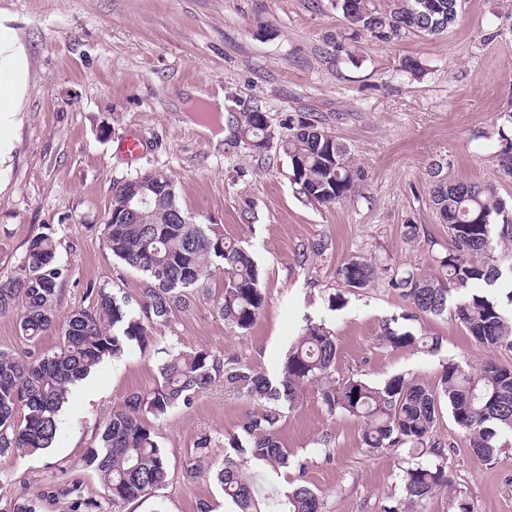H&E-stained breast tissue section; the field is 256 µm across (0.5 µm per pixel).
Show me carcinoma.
Here are the masks:
<instances>
[{
    "instance_id": "obj_1",
    "label": "carcinoma",
    "mask_w": 512,
    "mask_h": 512,
    "mask_svg": "<svg viewBox=\"0 0 512 512\" xmlns=\"http://www.w3.org/2000/svg\"><path fill=\"white\" fill-rule=\"evenodd\" d=\"M336 0L357 34L392 41L407 33L444 31L458 19L460 0ZM266 116L243 113L240 130L265 148ZM282 148L291 163L292 180L307 199L334 204L356 194L364 172L337 136L317 120L300 119ZM167 190L149 195L145 214L123 224L105 225V243L112 256L142 276L141 296L132 304L100 286L91 290L92 305L69 313L56 349L32 358L0 352V457L33 455L56 441L59 412L70 385L83 379L104 358L121 359L131 344L145 352L153 346L157 328L185 311L195 294L207 290L213 271L224 273V288L215 299L217 314L232 329H250L266 302L258 265L244 248L224 240L217 224H196L177 204L173 181L160 174ZM432 199L441 223L448 225V250L435 262L442 276L421 271L394 274L391 286L411 309L408 319L421 316L456 321L486 350L512 349V287L491 259L496 247L512 240V221L497 224L504 203L480 183L464 182L435 172ZM346 288L367 287L376 266L353 257L339 269ZM65 269L57 262L53 234L28 239L14 271L0 277V315L17 313L19 331L34 342L56 327L55 307ZM482 282L487 294L470 293ZM459 295L449 303L450 292ZM381 340L397 349L437 352L439 338L400 329L388 322ZM336 337L322 323L309 321L278 366L272 380L265 374L208 349L164 351L155 387L133 392L112 407L98 441L85 449L82 461L112 501V512L152 495L168 483L166 456L149 418L156 420L175 408H189L216 384L247 397L257 408L246 415L240 433L224 437V462L215 470L195 459L185 469L189 479L212 477L239 512H269V502L282 512H323L324 504L304 480L288 491L266 492L247 474L252 467L277 473L283 468L305 469L290 458L278 435L284 408H293L312 387L331 414L361 421L362 446L368 450L404 448L417 463L403 470L404 499L420 504L448 494L457 512H474L448 478V441L436 434L442 407L468 439L474 461L495 462L512 446V365L489 359L473 369L464 360L442 364L434 386L407 374L381 383L336 376ZM426 461H421V458Z\"/></svg>"
}]
</instances>
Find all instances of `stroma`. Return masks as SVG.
I'll use <instances>...</instances> for the list:
<instances>
[{
    "instance_id": "obj_1",
    "label": "stroma",
    "mask_w": 512,
    "mask_h": 512,
    "mask_svg": "<svg viewBox=\"0 0 512 512\" xmlns=\"http://www.w3.org/2000/svg\"><path fill=\"white\" fill-rule=\"evenodd\" d=\"M0 22L26 48L28 96L18 125L0 127L11 159L0 169V275L14 270L27 240H57L66 271L58 321L91 305L90 285L136 301L141 279L105 243L112 184L158 170L173 181L179 206L200 224H218L227 241L247 249L262 273L266 303L246 331L229 329L214 309L224 274L208 294L158 327L154 348L105 358L69 399L56 442L41 454L0 459V512L24 501L36 512H85L84 499L112 512L107 495L81 458L97 427L128 394L159 378V353L205 348L275 376L306 321L336 336L337 374L380 382L408 373L431 384L444 358L478 364L488 356L449 317L418 321L439 337L436 353L394 350L380 339L386 321L409 307L392 288L394 272H436L448 227L432 202L430 172L442 167L462 181L492 187L512 218V0H461L456 23L436 35L408 34L382 43L337 41L350 24L334 0H0ZM414 70H406V63ZM222 98L233 114L267 115V149L254 152L239 135L213 142L197 129L221 131L205 97ZM320 121L350 149L365 179L346 201L307 200L292 180L281 148L299 118ZM148 143L130 162L118 143L129 132ZM418 228L407 239L406 225ZM324 243L321 252L311 244ZM377 266L363 289L342 287L337 271L351 256ZM341 294L336 307L328 298ZM50 332L25 341L13 315H0V351L55 348ZM251 403L215 387L191 408L172 410L158 427L170 479L154 497L125 512H234L220 486L183 472L200 438L213 439L206 459L219 462V439L234 434ZM448 475L474 512H512V449L491 466L476 465L469 443L449 418ZM279 438L305 459L304 472L272 475L277 486L303 479L324 512H452L447 494L407 505L400 449L367 451L357 420L330 414L313 392L287 410Z\"/></svg>"
}]
</instances>
